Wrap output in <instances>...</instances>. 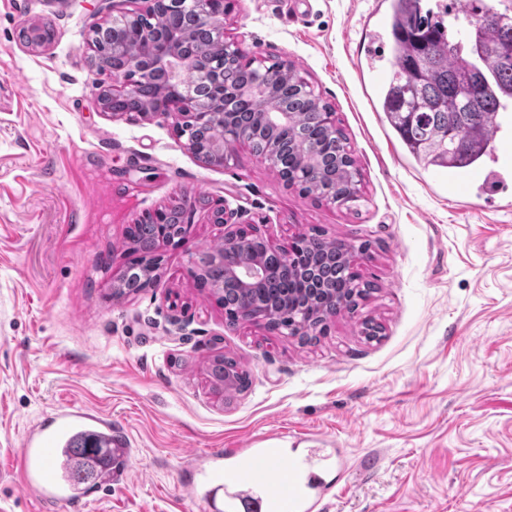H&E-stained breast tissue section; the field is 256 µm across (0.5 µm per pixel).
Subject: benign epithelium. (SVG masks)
<instances>
[{"instance_id": "1", "label": "benign epithelium", "mask_w": 512, "mask_h": 512, "mask_svg": "<svg viewBox=\"0 0 512 512\" xmlns=\"http://www.w3.org/2000/svg\"><path fill=\"white\" fill-rule=\"evenodd\" d=\"M150 5L144 11L122 12L112 17V31L125 30L129 35L113 45V52L123 57L122 65L112 68V85L100 93L99 105L104 112L117 117L109 100L114 97L135 99L142 84L154 80L156 74L168 73L170 82L162 94L126 115L148 119L158 114L176 120L180 133L187 136V146L204 164L222 167L231 159L237 146L254 136L250 130L228 133L220 126V132L210 143L194 137V125H210L224 122V82L222 77L214 81H203L205 93L196 91L193 80L201 76L199 65L191 57L179 53L181 33L165 28V18L171 9L183 7L194 12L195 27L208 35L216 54L226 61L234 60L242 66L258 69L262 74L284 70L288 64L269 61L244 50L240 45L224 37V2L213 0H148ZM211 222L224 225L223 240L210 252H202L196 261L197 278L205 280L204 272L209 261H224V249L233 248L250 256L247 262L232 267L227 275L245 289L258 286L262 279V268L258 253L271 249V245L257 231L254 225L235 221V212L222 205L213 209ZM161 268V254L154 253L149 263L150 272L142 282V288L157 285Z\"/></svg>"}]
</instances>
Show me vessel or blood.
Returning <instances> with one entry per match:
<instances>
[{
  "label": "vessel or blood",
  "mask_w": 512,
  "mask_h": 512,
  "mask_svg": "<svg viewBox=\"0 0 512 512\" xmlns=\"http://www.w3.org/2000/svg\"><path fill=\"white\" fill-rule=\"evenodd\" d=\"M101 421L98 414L71 408L57 413L49 425L26 433L21 461L23 487L37 503L71 501L75 487L60 442L73 424ZM114 439L112 469L102 475L108 484L127 479L135 455L127 433L115 432ZM346 468L335 448H311L300 456L277 448H229L212 456L209 465L198 467L197 472L208 488L210 512H239L247 504L254 505L257 512H315L329 491L326 471L341 473Z\"/></svg>",
  "instance_id": "vessel-or-blood-1"
}]
</instances>
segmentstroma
I'll use <instances>...</instances> for the list:
<instances>
[{"label": "stroma", "instance_id": "stroma-1", "mask_svg": "<svg viewBox=\"0 0 512 512\" xmlns=\"http://www.w3.org/2000/svg\"><path fill=\"white\" fill-rule=\"evenodd\" d=\"M378 2L224 0L226 39L291 62L331 106L361 180L341 205L286 187L247 146L209 167L172 118L101 111L112 79L86 42L147 0H0V512H40L23 436L71 406L136 448L128 479L83 512H205L187 453L312 435L348 459L322 512H512V197L416 167L382 124L357 55L386 21ZM32 25L53 29L48 47L20 40ZM222 203L277 247L370 243L368 295L310 336L230 324L195 275ZM178 204L188 242L163 247L158 287L112 298L136 259L129 227ZM221 356L245 388L212 386Z\"/></svg>", "mask_w": 512, "mask_h": 512}]
</instances>
